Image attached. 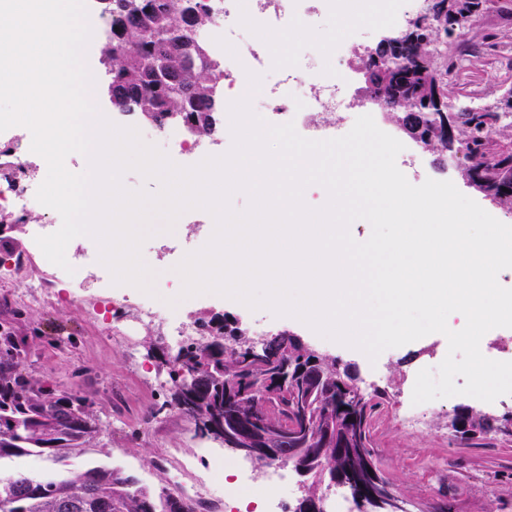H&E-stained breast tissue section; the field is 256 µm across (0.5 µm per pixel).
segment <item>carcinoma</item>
Wrapping results in <instances>:
<instances>
[{
    "label": "carcinoma",
    "mask_w": 512,
    "mask_h": 512,
    "mask_svg": "<svg viewBox=\"0 0 512 512\" xmlns=\"http://www.w3.org/2000/svg\"><path fill=\"white\" fill-rule=\"evenodd\" d=\"M443 15L429 7L415 20L403 41L378 50L362 63L365 88L380 97L390 119L420 145L440 156L448 145L437 134V97L448 99V57L441 54L445 39L466 28L486 0H446ZM103 14L112 26L100 48H109L102 66L109 76L113 107L122 112L152 113L156 126L178 122L200 139L219 134L218 101L224 69L206 42L195 33L214 20L211 0H111ZM512 99L497 110L455 113L456 152L465 161L462 173L474 189L512 214V191H503L512 177ZM27 312L0 321V512H193L167 488L154 491L139 484L124 469L88 458L77 467L74 457L95 447L102 427L86 399L72 387L45 385L24 368L27 341L15 325ZM214 336H231L236 328L215 318H199ZM271 349L293 370L304 369L288 388L264 393L276 366L261 357L227 352L221 342L193 341L184 346L168 369L171 402L193 419L207 424L224 421V397H237V420L251 430L248 439L281 450L278 461L308 462L310 491L322 493L329 481L315 479L341 473L372 484L367 468L372 420L378 403L359 389L345 391L336 382V369L326 365L322 378L311 375L309 357L280 336ZM195 362L194 373L182 378L177 361ZM37 457L60 467L57 473L3 474L16 458Z\"/></svg>",
    "instance_id": "cac0c4a2"
}]
</instances>
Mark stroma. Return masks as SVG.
<instances>
[{"label": "stroma", "instance_id": "stroma-1", "mask_svg": "<svg viewBox=\"0 0 512 512\" xmlns=\"http://www.w3.org/2000/svg\"><path fill=\"white\" fill-rule=\"evenodd\" d=\"M505 11L512 12V0H489L474 24L449 39L445 50L460 62L453 72L454 105L492 108L512 92V25L497 22ZM423 162L427 178L451 181L490 215L512 225V215L466 184L460 166L429 152ZM198 218L196 210L186 211L169 232L163 221H156L157 232L141 252L156 277H165L169 268L165 245L192 238ZM27 311L30 327L37 330L27 339V370L43 382L77 385L102 425L96 447L114 465L159 489L170 484L171 463L188 462L207 450L220 452V445L198 434L192 421L168 402V375L158 363L156 342L166 335L165 325L140 324L132 339H125L116 332L111 311L96 306L90 289L82 291L80 301L63 291ZM272 329L290 330L319 346L321 353L350 368L360 390L380 396L371 429L373 455L395 494L417 512H430L441 503L448 512H512V436L492 432L466 440L448 425L459 407L499 416L512 411V398L487 403L450 397L437 403L428 425L420 429L408 428L399 415L401 392L412 389L426 364L446 355V337L427 335L372 362L357 349L320 342L317 333L290 316L279 317Z\"/></svg>", "mask_w": 512, "mask_h": 512}]
</instances>
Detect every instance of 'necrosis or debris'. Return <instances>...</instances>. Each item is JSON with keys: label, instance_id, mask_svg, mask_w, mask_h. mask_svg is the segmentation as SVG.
<instances>
[{"label": "necrosis or debris", "instance_id": "4bbe7bcc", "mask_svg": "<svg viewBox=\"0 0 512 512\" xmlns=\"http://www.w3.org/2000/svg\"><path fill=\"white\" fill-rule=\"evenodd\" d=\"M340 3L346 4L348 11L363 15L362 25L349 28L347 37L334 42L327 53L313 49L305 57L294 56L283 64L274 61L261 37L245 34L240 22V14L245 11L251 24L260 29L305 31ZM213 5L214 21L198 37L209 44L223 66L225 85L244 84L249 74L259 75L260 88L253 98L261 108V118L273 125L293 124L300 136L310 140L335 138L341 127L354 123L357 117L379 112V104H358L351 66L354 60L372 52L367 38L370 29L398 32L404 21L422 13L421 0H213ZM141 138L148 144L163 140L180 157L195 159L224 152L222 141L203 145L169 127L156 135L142 133ZM38 159V154L30 151L12 154L9 163L13 176L0 183V209L22 212L35 199L42 180L29 176L28 167ZM66 258L69 267L56 269V281L75 289L91 283L98 288L101 301L118 298L133 305V312L119 314L126 332H133L136 325L145 321L165 323L170 329L167 348L173 355L196 338L194 323L185 320L168 302L169 281H159L154 294L149 295L128 284H113L110 271L100 263L98 255L70 251ZM204 466L209 473L205 480L189 477L182 467L171 472L174 489L190 505L214 496L220 489L230 495L248 486L251 468L240 459L212 456Z\"/></svg>", "mask_w": 512, "mask_h": 512}]
</instances>
